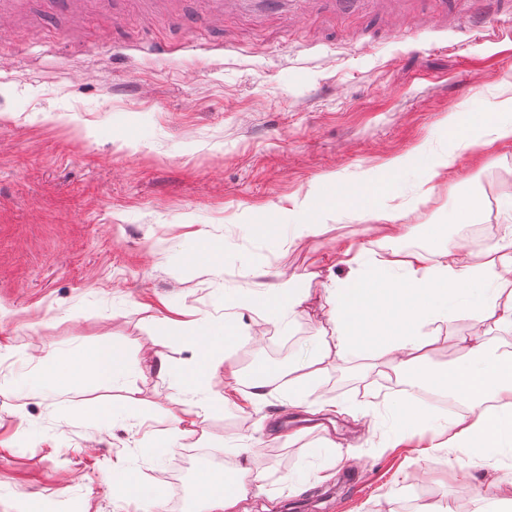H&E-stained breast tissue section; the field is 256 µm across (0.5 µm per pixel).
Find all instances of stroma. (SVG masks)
Returning a JSON list of instances; mask_svg holds the SVG:
<instances>
[{
	"instance_id": "35a3bbf8",
	"label": "stroma",
	"mask_w": 512,
	"mask_h": 512,
	"mask_svg": "<svg viewBox=\"0 0 512 512\" xmlns=\"http://www.w3.org/2000/svg\"><path fill=\"white\" fill-rule=\"evenodd\" d=\"M505 83L512 0H0V512H144L114 491L119 462L161 489L167 512H203L192 493L203 469L158 436L174 403L195 401L178 380L191 352L163 318L219 320L225 294L300 278L310 298L291 324L237 321L227 363L247 377L330 335L325 288L373 258L503 244L512 146L461 152L430 190L415 172L394 177L392 203L412 227L399 240L343 216L298 244L266 220L332 182L390 178V162L419 146L450 150L448 113L478 109ZM469 194L483 198L482 242L452 221ZM340 239L361 250L359 265L337 263ZM208 241L223 246L215 260H189ZM432 330L429 362L449 370L472 324ZM284 336L295 342L281 356L271 345ZM157 349L171 374L149 368ZM87 352L121 358L125 376L25 393L59 357ZM389 370L328 358L312 395L320 427L294 440L271 435L300 415L280 380L249 412L212 408L182 444L224 452L228 475L243 464L263 474L245 512H415L427 499L474 512L489 480L512 477V460L456 448L457 471L393 447ZM113 403L120 419L101 418Z\"/></svg>"
}]
</instances>
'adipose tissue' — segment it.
I'll use <instances>...</instances> for the list:
<instances>
[{"label":"adipose tissue","instance_id":"obj_1","mask_svg":"<svg viewBox=\"0 0 512 512\" xmlns=\"http://www.w3.org/2000/svg\"><path fill=\"white\" fill-rule=\"evenodd\" d=\"M446 124L452 150L433 153L421 147L392 160V168L411 167L422 183L430 186L453 166L455 148L511 145L512 88H502L490 109L470 113L466 127H459L452 114ZM391 192L388 183L335 182L324 194L278 212L273 221H294L300 226V238L305 239L320 234L329 220L346 212L380 223L388 234L397 235L404 227L398 209L387 202ZM396 268L403 271L398 280L391 276ZM328 295L332 334L288 368L284 376L290 404H307L328 356L344 362L384 358L394 371L417 372L423 384L447 389L466 405V412L448 428V447H512V352L499 349L490 336H465L461 342L468 349L466 360L454 371L442 373L427 361L436 339L426 331L427 325L460 317L478 325L490 321L512 331V249L473 252L453 246L442 249L434 264L424 251H393L373 263L362 277L329 289ZM308 297V289L296 279L283 277L225 297L224 306L269 314L287 324L302 314ZM177 328L193 352L184 371L188 390L205 391L212 377L220 373L224 376L221 404L242 403L254 408L282 376L271 372L243 381L236 369L226 365L224 348L235 330L231 317L210 322L186 319L178 322ZM263 489L261 475L243 467L231 481L212 476L198 481L195 497L205 512H242V502Z\"/></svg>","mask_w":512,"mask_h":512}]
</instances>
